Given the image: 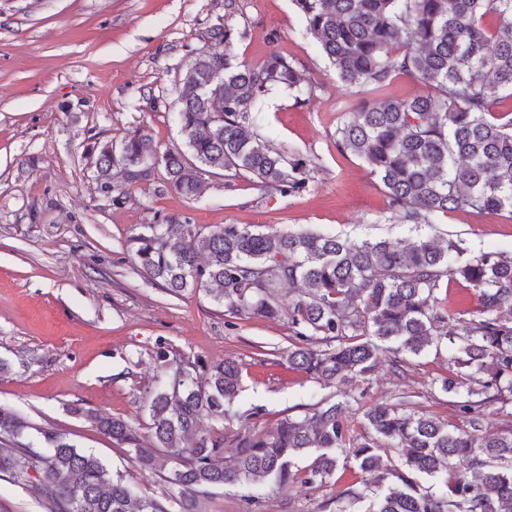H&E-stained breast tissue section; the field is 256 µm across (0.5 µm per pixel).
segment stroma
Segmentation results:
<instances>
[{"label":"stroma","instance_id":"stroma-1","mask_svg":"<svg viewBox=\"0 0 512 512\" xmlns=\"http://www.w3.org/2000/svg\"><path fill=\"white\" fill-rule=\"evenodd\" d=\"M224 25L235 33V63L255 65L276 51L309 77L313 92L304 102L270 94L258 127L274 148L309 160V191L265 194L243 171L229 184L208 177L202 198L188 200L165 188L157 169L113 204L90 162L94 141L117 144L141 129L159 149H184L177 89L194 54L213 47ZM421 90L404 77L384 93L345 89L292 0H0V405L94 452L139 494L161 497L167 486L159 472L135 466L85 411L149 434L150 392L171 366L196 360L244 368L230 432L254 407L262 412L251 428L268 431L332 397L333 389L289 368L287 319H236L205 293H167L137 269L136 239L171 215L204 233L243 224L356 242L409 238L378 178L339 151L336 128L363 102ZM428 232L462 240L471 255L512 253L506 212L451 211ZM447 363V350L431 349L407 375L379 369L361 384L351 421L365 407L409 396L457 422L451 395L436 384ZM243 495L238 486L213 488L199 503L204 512H334L326 487L282 486L251 507ZM0 512L49 510L36 482L0 474Z\"/></svg>","mask_w":512,"mask_h":512}]
</instances>
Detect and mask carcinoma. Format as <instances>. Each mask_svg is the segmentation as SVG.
<instances>
[{"instance_id": "carcinoma-1", "label": "carcinoma", "mask_w": 512, "mask_h": 512, "mask_svg": "<svg viewBox=\"0 0 512 512\" xmlns=\"http://www.w3.org/2000/svg\"><path fill=\"white\" fill-rule=\"evenodd\" d=\"M306 29L349 89L382 90L398 77L424 86L411 99L388 96L349 113L336 145L366 162L379 179L393 218L416 235L405 245L360 244L315 232L263 233L217 225L204 234L179 216L151 224L137 237L136 267L171 294L190 288L234 315L273 320L282 288L300 286L288 304V365L324 387L353 386L383 361L404 373L410 359L444 343L440 389L459 397L461 423L416 409L406 397L363 410L360 428L348 415L349 393L322 399L301 416H285L265 432L206 433L204 418L236 416L243 367L235 361L184 363L153 392L151 440L131 423L88 411L100 433L154 469L163 456L166 498L139 497L123 475L61 433L31 426L0 406V473L24 481L36 474L50 512H169L182 499L198 512L203 488L239 486L247 501L288 484L336 485L339 465L374 477L363 491L331 497L337 512H512V430L482 433L485 408L512 406V255L486 251L463 258L462 241H439L420 230L450 211L512 214V0H293ZM493 22H488V18ZM202 51L178 89L176 121L187 151L158 149L151 136L127 134L119 147H92L100 190L118 204L128 189L161 167L165 185L201 198L205 175L249 172L256 186L283 196L309 188V161L271 147L257 132L274 90L295 101L312 89L304 71L273 52L258 65H238L229 49ZM121 167L123 183L112 182ZM477 295L471 318L439 297L445 280ZM397 456L384 467L379 451ZM312 457L305 468L297 465ZM440 486L432 493L422 480ZM368 502L365 509L360 504Z\"/></svg>"}]
</instances>
